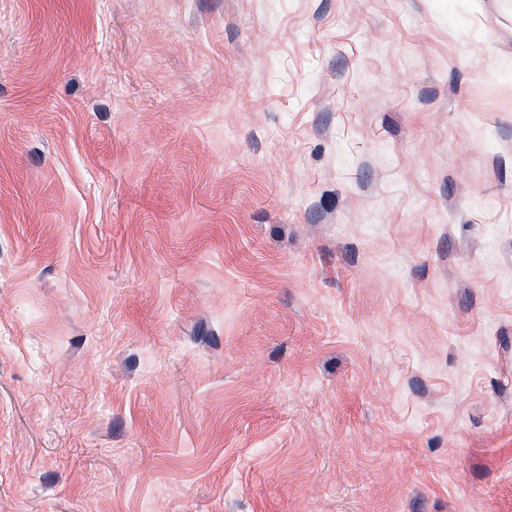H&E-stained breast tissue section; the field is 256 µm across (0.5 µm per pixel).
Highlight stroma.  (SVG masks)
I'll return each mask as SVG.
<instances>
[{
    "label": "stroma",
    "mask_w": 512,
    "mask_h": 512,
    "mask_svg": "<svg viewBox=\"0 0 512 512\" xmlns=\"http://www.w3.org/2000/svg\"><path fill=\"white\" fill-rule=\"evenodd\" d=\"M0 512H512V0H0Z\"/></svg>",
    "instance_id": "1"
}]
</instances>
